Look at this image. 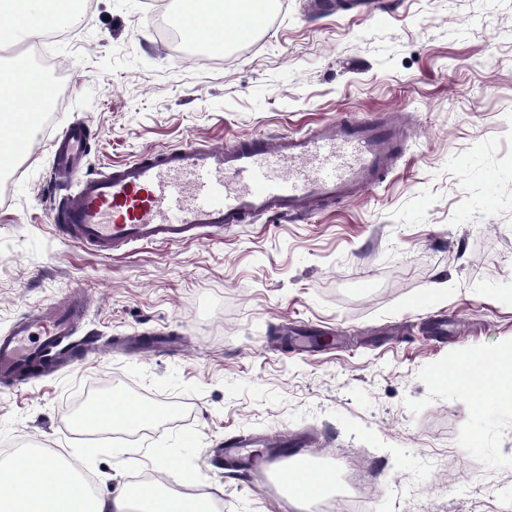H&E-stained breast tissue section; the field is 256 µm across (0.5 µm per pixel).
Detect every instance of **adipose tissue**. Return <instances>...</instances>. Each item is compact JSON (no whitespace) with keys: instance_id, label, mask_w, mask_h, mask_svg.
Masks as SVG:
<instances>
[{"instance_id":"obj_1","label":"adipose tissue","mask_w":512,"mask_h":512,"mask_svg":"<svg viewBox=\"0 0 512 512\" xmlns=\"http://www.w3.org/2000/svg\"><path fill=\"white\" fill-rule=\"evenodd\" d=\"M261 2L193 0L194 32L209 45L226 46L239 35L243 18L265 16ZM76 12L77 0H0V44L9 43L17 30L25 40H38L48 27L74 20ZM45 84L41 71L30 65L0 77V163L11 159L28 120L18 107L19 94L42 102ZM470 366L481 385L497 396V415L511 416L512 375L490 353L475 357ZM0 512H206V508L191 496L160 492L152 481L89 497L61 460L19 450L0 459Z\"/></svg>"}]
</instances>
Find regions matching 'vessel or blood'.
<instances>
[{"label":"vessel or blood","mask_w":512,"mask_h":512,"mask_svg":"<svg viewBox=\"0 0 512 512\" xmlns=\"http://www.w3.org/2000/svg\"><path fill=\"white\" fill-rule=\"evenodd\" d=\"M315 15H371L372 0H309ZM55 185L63 196L51 219L66 238L105 255L134 244H178L262 215L307 218L347 201L394 168L403 143L387 120H327L276 141L253 136L226 145L189 142L150 150L118 167L88 173V140L71 124L54 135ZM76 302L17 321L0 336V383L39 366L72 336Z\"/></svg>","instance_id":"1"}]
</instances>
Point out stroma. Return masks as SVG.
Masks as SVG:
<instances>
[{"label":"stroma","instance_id":"1","mask_svg":"<svg viewBox=\"0 0 512 512\" xmlns=\"http://www.w3.org/2000/svg\"><path fill=\"white\" fill-rule=\"evenodd\" d=\"M153 25L142 0H91L47 48L68 64L57 122L86 125L89 170L379 113L406 153L307 220L108 258L55 231L50 138L30 131L0 201V336L77 295L89 352L0 386V450L72 461L102 494L159 474L166 490L202 484L221 512H299L268 458L250 474L221 460L237 435H286L289 463L370 483L365 512H512V418L481 420V387L459 374L474 352L512 348V0H377L372 16L333 18L273 0L250 39L189 56ZM300 327L328 345L284 346ZM154 336L170 348H126ZM100 383L176 416L142 436L120 422L76 435L67 411Z\"/></svg>","mask_w":512,"mask_h":512}]
</instances>
